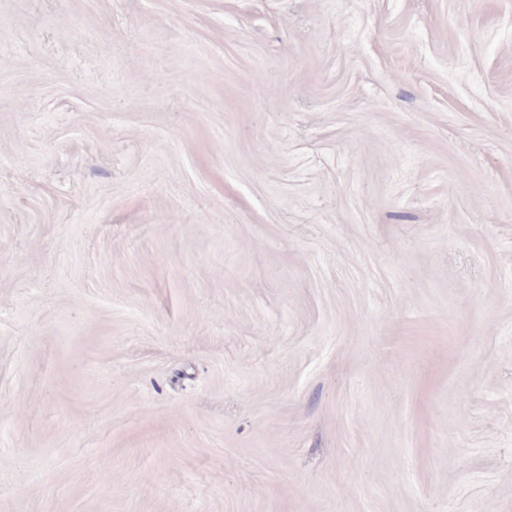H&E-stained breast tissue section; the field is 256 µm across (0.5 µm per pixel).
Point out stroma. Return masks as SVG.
Returning <instances> with one entry per match:
<instances>
[{
  "mask_svg": "<svg viewBox=\"0 0 512 512\" xmlns=\"http://www.w3.org/2000/svg\"><path fill=\"white\" fill-rule=\"evenodd\" d=\"M0 512H512V0H0Z\"/></svg>",
  "mask_w": 512,
  "mask_h": 512,
  "instance_id": "35a3bbf8",
  "label": "stroma"
}]
</instances>
